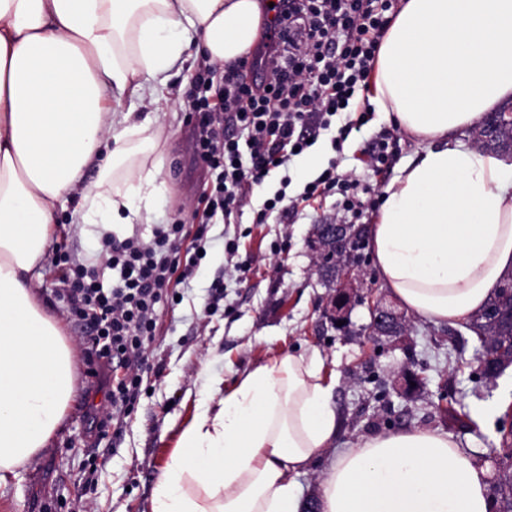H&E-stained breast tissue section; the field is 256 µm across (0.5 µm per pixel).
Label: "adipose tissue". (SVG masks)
<instances>
[{
	"label": "adipose tissue",
	"instance_id": "obj_1",
	"mask_svg": "<svg viewBox=\"0 0 512 512\" xmlns=\"http://www.w3.org/2000/svg\"><path fill=\"white\" fill-rule=\"evenodd\" d=\"M263 0H0V483L47 447L74 395L73 351L37 300L58 202L76 224L123 233L168 185L156 104L185 55L230 67ZM376 111L423 150L382 189L368 242L409 311L459 325L512 271V164L460 138L512 98V0H401L371 75ZM94 181H86L88 169ZM318 354H288L228 391L211 385L180 431L151 512H302L298 479L334 447L338 418ZM489 472L427 429L339 452L318 512H489Z\"/></svg>",
	"mask_w": 512,
	"mask_h": 512
}]
</instances>
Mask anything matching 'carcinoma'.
Masks as SVG:
<instances>
[{"label": "carcinoma", "mask_w": 512, "mask_h": 512, "mask_svg": "<svg viewBox=\"0 0 512 512\" xmlns=\"http://www.w3.org/2000/svg\"><path fill=\"white\" fill-rule=\"evenodd\" d=\"M473 138L481 149L495 156L512 157V122L505 117L483 125L473 133ZM349 231L352 248L364 264L367 262L365 229L352 224ZM311 247L316 253L314 265L321 281L330 288L335 287L341 270L335 259L339 243L329 240L324 225L317 224ZM473 326L480 341L475 357L480 362L477 375L489 383L500 377V367L512 365V296L502 288L495 289L486 306L474 316ZM498 456V478L493 485L498 512H512V442L503 441Z\"/></svg>", "instance_id": "carcinoma-1"}]
</instances>
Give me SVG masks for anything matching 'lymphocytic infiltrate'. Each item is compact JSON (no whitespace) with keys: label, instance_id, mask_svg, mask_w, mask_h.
<instances>
[{"label":"lymphocytic infiltrate","instance_id":"obj_1","mask_svg":"<svg viewBox=\"0 0 512 512\" xmlns=\"http://www.w3.org/2000/svg\"><path fill=\"white\" fill-rule=\"evenodd\" d=\"M396 6L397 0H276L277 34L257 47L250 67H229L221 87L214 84L217 66L201 65L196 75L190 103L194 150L209 179L198 198L203 210L195 232L178 223L159 225L149 243L104 237L99 258L119 272L109 289L99 284L94 268L56 247V297L83 326L95 361L92 375L112 401L111 412L87 413L97 435L121 428L136 404L156 341V306L171 282L189 279L209 224L241 215L254 188L321 132L337 128L331 143L338 150L362 126L353 115L357 91L367 85ZM257 66L263 78H256ZM357 187L356 180L330 167L303 196L334 191L343 197L342 211L354 212L362 205Z\"/></svg>","mask_w":512,"mask_h":512}]
</instances>
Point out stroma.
Returning <instances> with one entry per match:
<instances>
[{
  "label": "stroma",
  "instance_id": "1",
  "mask_svg": "<svg viewBox=\"0 0 512 512\" xmlns=\"http://www.w3.org/2000/svg\"><path fill=\"white\" fill-rule=\"evenodd\" d=\"M195 74V69L181 68L157 91L175 113L162 119L169 147L163 177L169 191L157 201L150 223L133 227L146 241L154 225L191 223L205 179L193 152L194 117L188 107ZM387 126L384 113H371L339 151L332 148L331 132H323L308 151L255 188L252 205L238 223L210 225L206 252L188 284L179 286L177 300L158 308L160 333L150 361L160 373L144 381L120 437L100 440L88 428L85 413L100 405L104 394L87 383L92 365L83 329L73 325L56 299V273L50 259H43L37 294L73 349L75 393L49 446L0 484V512H150L152 490L181 428L197 410L204 385L218 380L228 389L268 359L313 351L335 381L332 403L340 427L335 448L300 477L302 500H317L322 474L337 450L383 433L436 431L478 464L497 471L501 431L512 426V366L495 386L479 382L474 374L477 341L462 324L413 314L406 334L373 342L367 336L368 306L358 302L348 313V330L331 326L323 316L330 291L315 271L309 240L315 224L338 211V196L297 207L286 217L274 212L264 223L255 221L263 201L276 190L285 189L288 199H296L307 182L334 162L339 172L358 179L363 203L359 221L373 223L381 192L367 149ZM286 176L291 182L285 186L281 180ZM72 208L68 202L59 210L52 240L67 241L78 258L93 256L99 242L83 225L71 223ZM229 239L238 245L232 256L224 251ZM244 261L249 271H237ZM217 279L224 282V298L208 315L209 288ZM449 406L461 413V421L443 415Z\"/></svg>",
  "mask_w": 512,
  "mask_h": 512
}]
</instances>
